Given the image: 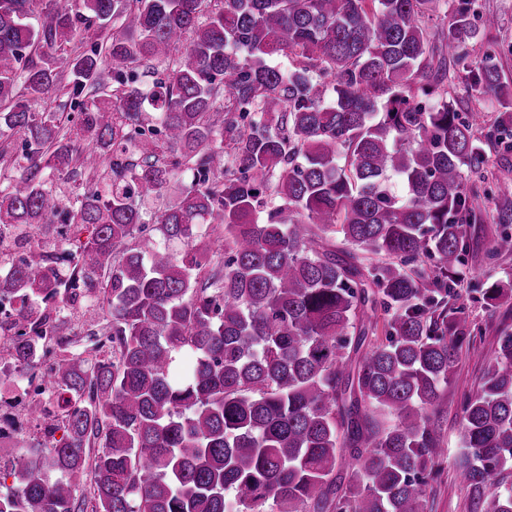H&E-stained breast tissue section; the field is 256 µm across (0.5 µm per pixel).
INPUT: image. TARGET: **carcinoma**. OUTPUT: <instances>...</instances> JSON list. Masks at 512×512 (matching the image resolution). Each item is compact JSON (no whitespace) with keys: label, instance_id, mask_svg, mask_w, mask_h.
Here are the masks:
<instances>
[{"label":"carcinoma","instance_id":"cac0c4a2","mask_svg":"<svg viewBox=\"0 0 512 512\" xmlns=\"http://www.w3.org/2000/svg\"><path fill=\"white\" fill-rule=\"evenodd\" d=\"M33 2L0 0V137L20 139L0 150L17 170L0 190V300L16 304L0 355L30 371L40 340L63 350L59 312L86 296L111 345L57 357V408L24 404L40 437L18 435L0 512H428L448 379L476 344L451 302L463 225L488 195L445 84L466 71L512 137L495 51L468 63L499 17L475 0L437 19L430 0ZM70 44L68 81L33 55ZM68 84L69 113L31 110ZM47 169L82 177L74 203ZM179 172L191 182L168 202ZM51 228L90 233L56 254L17 247ZM492 254L512 255V232ZM508 296L512 282L483 293ZM485 360L456 476L468 512H512V332Z\"/></svg>","mask_w":512,"mask_h":512}]
</instances>
